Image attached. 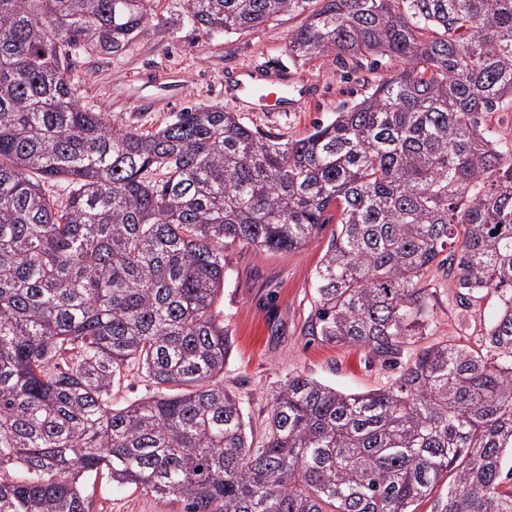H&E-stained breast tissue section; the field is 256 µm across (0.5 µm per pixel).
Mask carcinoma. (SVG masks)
<instances>
[{
  "label": "carcinoma",
  "instance_id": "carcinoma-1",
  "mask_svg": "<svg viewBox=\"0 0 512 512\" xmlns=\"http://www.w3.org/2000/svg\"><path fill=\"white\" fill-rule=\"evenodd\" d=\"M283 13L295 60L399 70L278 143L218 106L152 132L79 103L74 54L123 52L157 0H0V512H89L100 471L184 512H512V146L490 126L512 0H185L179 23ZM333 219L305 335L395 364L439 277L497 311L479 348L424 346L366 393L288 375L255 448L224 388V249L300 250ZM132 366L151 392L116 405Z\"/></svg>",
  "mask_w": 512,
  "mask_h": 512
}]
</instances>
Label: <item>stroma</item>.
I'll return each mask as SVG.
<instances>
[{"label": "stroma", "mask_w": 512, "mask_h": 512, "mask_svg": "<svg viewBox=\"0 0 512 512\" xmlns=\"http://www.w3.org/2000/svg\"><path fill=\"white\" fill-rule=\"evenodd\" d=\"M182 11L183 0H160L149 30L123 53L75 56L71 78L79 102L142 130L165 125L186 107L219 106L285 142L306 136L313 124L333 119L367 91L335 57L305 64L289 57L288 35L298 18L281 14L239 34L208 36L175 26ZM265 66L288 68L300 86L292 111L251 112L225 93L240 72ZM330 236L323 231L294 252L241 244L224 251L218 312L234 341L224 385L241 398L253 425L264 422L273 390L288 375L303 373L353 393L381 387L394 375L393 369L368 364L363 350L327 346L303 334L313 307L315 268ZM431 302L435 339L475 348L498 297L489 291L467 306L455 290L440 289ZM85 493L90 512H182L173 498L118 489L103 477L88 479Z\"/></svg>", "instance_id": "35a3bbf8"}]
</instances>
